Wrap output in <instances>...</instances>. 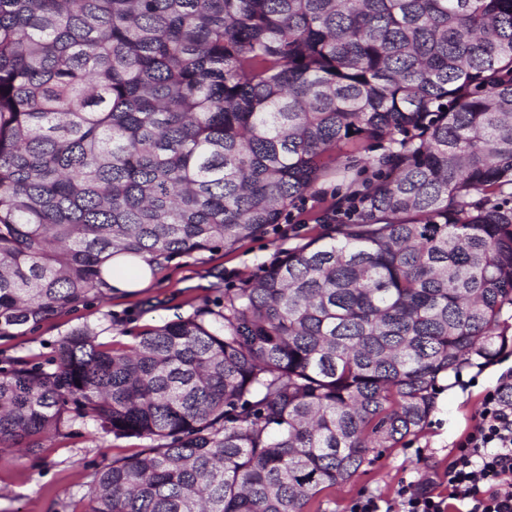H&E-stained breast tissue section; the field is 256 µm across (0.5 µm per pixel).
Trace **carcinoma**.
<instances>
[{
	"label": "carcinoma",
	"mask_w": 512,
	"mask_h": 512,
	"mask_svg": "<svg viewBox=\"0 0 512 512\" xmlns=\"http://www.w3.org/2000/svg\"><path fill=\"white\" fill-rule=\"evenodd\" d=\"M333 177L327 232L246 287L0 370V444L150 441L88 512H305L512 329V0H0V337Z\"/></svg>",
	"instance_id": "carcinoma-1"
}]
</instances>
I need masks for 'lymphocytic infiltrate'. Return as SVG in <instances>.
Segmentation results:
<instances>
[{
    "label": "lymphocytic infiltrate",
    "instance_id": "f902f5d3",
    "mask_svg": "<svg viewBox=\"0 0 512 512\" xmlns=\"http://www.w3.org/2000/svg\"><path fill=\"white\" fill-rule=\"evenodd\" d=\"M447 497L433 492V479L404 485L396 507L382 508L371 495L357 499L350 512H450L452 501L464 502L465 512H512V379L488 391L478 423L459 442L443 474Z\"/></svg>",
    "mask_w": 512,
    "mask_h": 512
}]
</instances>
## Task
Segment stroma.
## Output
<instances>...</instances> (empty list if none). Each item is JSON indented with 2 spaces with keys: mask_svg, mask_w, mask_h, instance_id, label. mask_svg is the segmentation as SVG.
<instances>
[{
  "mask_svg": "<svg viewBox=\"0 0 512 512\" xmlns=\"http://www.w3.org/2000/svg\"><path fill=\"white\" fill-rule=\"evenodd\" d=\"M335 192V183L319 185L282 223L233 248L159 260V271L145 288L74 303L37 327L13 330L0 338V368L46 364L64 335L82 324L97 327L100 342L125 349L144 328L189 316L225 289L245 287L247 278L259 276L289 249L319 234L315 218ZM508 372L512 348L494 364L465 371L459 384L438 391L435 410L420 433L404 445L383 449L350 481L320 492L306 512H349L366 494L390 502L399 487L444 472L457 443L474 427L485 393ZM145 445L142 439L96 433L89 420L77 418L46 440L37 456L22 458L0 447V512H87L85 493L98 469Z\"/></svg>",
  "mask_w": 512,
  "mask_h": 512,
  "instance_id": "35a3bbf8",
  "label": "stroma"
}]
</instances>
